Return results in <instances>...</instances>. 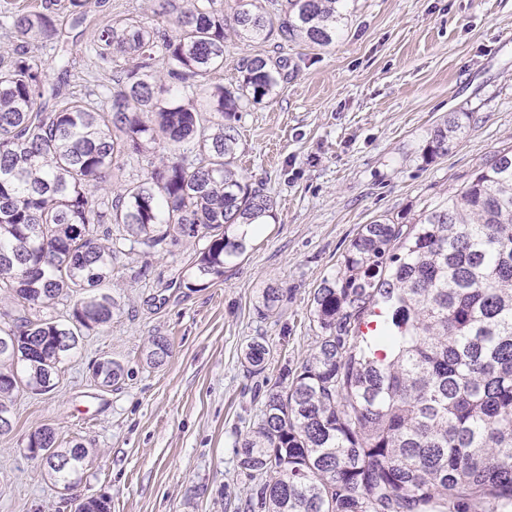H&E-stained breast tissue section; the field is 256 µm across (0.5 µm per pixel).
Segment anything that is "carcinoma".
<instances>
[{"instance_id": "carcinoma-1", "label": "carcinoma", "mask_w": 512, "mask_h": 512, "mask_svg": "<svg viewBox=\"0 0 512 512\" xmlns=\"http://www.w3.org/2000/svg\"><path fill=\"white\" fill-rule=\"evenodd\" d=\"M347 0H154L172 33L139 16L103 26L92 50L104 99L64 91L72 57L48 69L39 47L60 42L59 11L83 25L87 0H44L8 13L9 61L0 66V421L12 422L19 388L52 389L85 334L109 326L120 305L102 291L129 248L204 241L193 278L224 276L246 250L241 224H264L274 202L235 169L232 120L241 96L209 83L224 67V26L243 41L276 35L328 46ZM133 59L116 72L113 64ZM244 88L268 95L275 71L243 60ZM465 132L450 113L428 153ZM136 182L112 183L122 156L147 157ZM71 312L46 315L61 302ZM280 301L265 288L262 311ZM315 351L270 389L257 427L240 438L239 466L261 476L249 507L263 512H512V150H503L444 205L408 224L362 226L335 278L315 289ZM376 317L375 329L361 326ZM270 350L254 337L247 371ZM169 355L162 336L146 361ZM104 386L124 377L112 359L93 366ZM50 476L73 487L89 457L61 446L54 428L29 437ZM76 512H110L88 498Z\"/></svg>"}]
</instances>
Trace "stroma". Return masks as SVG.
Listing matches in <instances>:
<instances>
[{"label": "stroma", "instance_id": "obj_1", "mask_svg": "<svg viewBox=\"0 0 512 512\" xmlns=\"http://www.w3.org/2000/svg\"><path fill=\"white\" fill-rule=\"evenodd\" d=\"M130 15L172 30L152 0H88L83 34L64 33L78 43L71 90L101 77L89 49L98 29ZM255 56L288 63L272 93L243 100L236 122L239 171L273 198L274 219L223 277L193 288L181 282L197 244L117 258L111 291L121 311L110 327L84 337L54 389L12 395L0 512H74L75 500L100 496L111 512H238L257 481L239 467L235 443L261 419L270 388L315 348L313 292L335 276L362 225L443 203L512 147V0H349L326 47L227 34L211 83L242 85V60ZM451 112L467 113L464 135L428 155L432 130ZM271 285L282 300L259 315ZM155 336L170 352L151 368L144 353ZM257 336L270 357L253 376L241 361ZM102 359L124 364L122 383L94 379ZM44 425L93 450L73 490L28 450Z\"/></svg>", "mask_w": 512, "mask_h": 512}]
</instances>
